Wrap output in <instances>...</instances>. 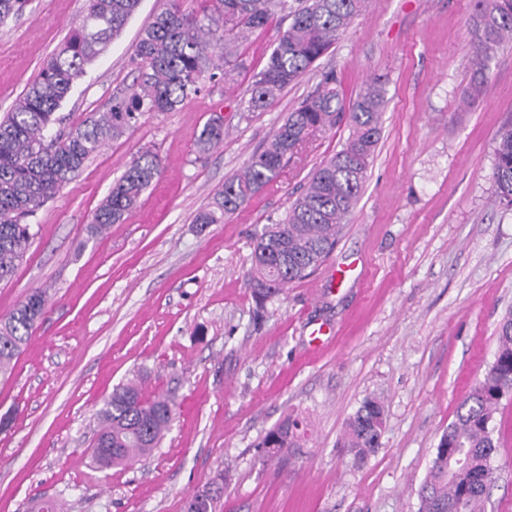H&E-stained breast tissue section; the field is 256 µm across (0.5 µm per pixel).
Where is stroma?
<instances>
[{
    "instance_id": "obj_1",
    "label": "stroma",
    "mask_w": 512,
    "mask_h": 512,
    "mask_svg": "<svg viewBox=\"0 0 512 512\" xmlns=\"http://www.w3.org/2000/svg\"><path fill=\"white\" fill-rule=\"evenodd\" d=\"M166 0H141L59 110L65 126L129 95L141 30ZM85 0H29L0 25V113L38 76ZM472 0H366L312 70L264 111L243 114L254 74L289 23L278 13L239 51L244 69L176 111L147 113L108 141L31 217L33 237L0 316L34 289L49 312L0 377V512L33 499L64 512H182L185 496L232 462L216 512H418L417 489L456 408L492 364L512 312V211L488 175L512 121V43L481 92L467 64ZM335 73L344 99L387 79L382 138L330 257L257 306L245 273L254 236L285 213L311 173L350 135L315 132L276 183L218 224L199 227L226 178L241 173L282 118ZM224 142L199 154L207 121ZM160 174L124 223L86 227L112 182L143 151ZM143 373L146 393L177 403L160 448L100 470L96 413L113 386ZM368 397L386 409L382 445L361 465L339 445ZM289 415L302 454L280 464L255 447ZM497 481L479 512H512V399L495 419Z\"/></svg>"
}]
</instances>
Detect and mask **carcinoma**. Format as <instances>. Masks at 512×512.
Returning a JSON list of instances; mask_svg holds the SVG:
<instances>
[{
  "label": "carcinoma",
  "instance_id": "obj_1",
  "mask_svg": "<svg viewBox=\"0 0 512 512\" xmlns=\"http://www.w3.org/2000/svg\"><path fill=\"white\" fill-rule=\"evenodd\" d=\"M26 0H0V23L23 11ZM140 0H86L85 12L43 65L38 78L0 120V281L12 278L31 239L33 216L85 162L110 139L132 128L146 112H173L204 90V76L232 78L244 68L239 41L267 26L276 11L290 10L292 23L278 39L265 68L249 88L245 110L268 107L288 85L298 81L336 43L363 9L364 0H215L214 13L201 18L181 12L178 0H167L141 32L133 61L141 73L132 94L112 99L65 131L58 115L62 102L86 76L87 68L137 11ZM222 29V51H215V28ZM470 67L476 89L487 80L494 53L512 41V0H473L469 20ZM385 81L365 84L344 105L336 76L322 75L317 90L274 129L244 171L224 181L210 206L195 219L217 224L234 214L273 183L294 156L290 149L308 141L325 126L346 119L351 134L342 149L311 175L307 187L288 206L284 218L267 224L255 239L247 285L258 304L288 284L314 272L335 249L343 220L354 207L367 179L381 137ZM224 141V118L215 116L197 138L205 153ZM490 178L496 196L512 210V122L495 138ZM161 171L159 156L146 150L112 183L94 213L87 232L92 238L122 223ZM49 301L31 291L9 314L0 317V376L9 374ZM495 360L457 407L418 489V512H476L494 479L498 452L495 415L512 394V314L499 322ZM175 417V403L165 394L148 395L139 376L113 387L97 412L99 429L91 452L98 468L123 466L160 447ZM385 429L383 403L369 397L348 418L340 447L360 464L381 447ZM300 421L286 417L258 443L271 461L299 454ZM225 472L196 487L191 512H215Z\"/></svg>",
  "mask_w": 512,
  "mask_h": 512
}]
</instances>
